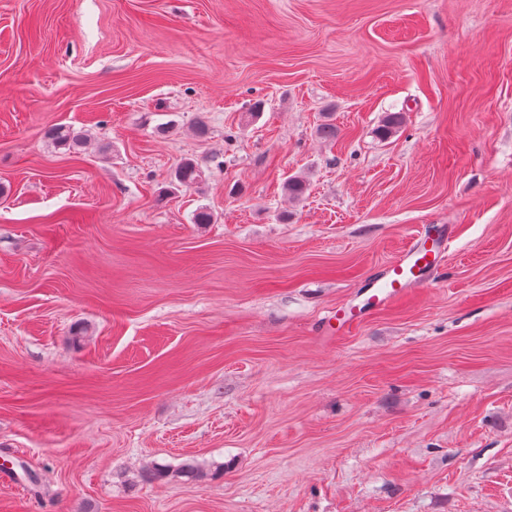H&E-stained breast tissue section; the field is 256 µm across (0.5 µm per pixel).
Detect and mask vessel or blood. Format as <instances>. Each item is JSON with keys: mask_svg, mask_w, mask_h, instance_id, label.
<instances>
[{"mask_svg": "<svg viewBox=\"0 0 512 512\" xmlns=\"http://www.w3.org/2000/svg\"><path fill=\"white\" fill-rule=\"evenodd\" d=\"M441 261L440 251L428 245L426 239H419L380 272L371 284L369 297L362 304H346L337 309V333L349 331L370 310L404 298L408 290L415 287L426 274L436 270Z\"/></svg>", "mask_w": 512, "mask_h": 512, "instance_id": "obj_1", "label": "vessel or blood"}]
</instances>
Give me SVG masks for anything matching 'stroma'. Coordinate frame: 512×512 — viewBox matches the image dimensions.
Returning a JSON list of instances; mask_svg holds the SVG:
<instances>
[{"instance_id":"1","label":"stroma","mask_w":512,"mask_h":512,"mask_svg":"<svg viewBox=\"0 0 512 512\" xmlns=\"http://www.w3.org/2000/svg\"><path fill=\"white\" fill-rule=\"evenodd\" d=\"M0 512H512V0H0ZM46 134L56 144L67 146L69 149L75 150L84 144L83 135L67 126L54 125L47 130ZM421 237L373 280L369 297L361 305L346 304L336 309V334H342L359 324L370 310L388 306L406 296L422 278L436 270L442 255L434 243Z\"/></svg>"}]
</instances>
